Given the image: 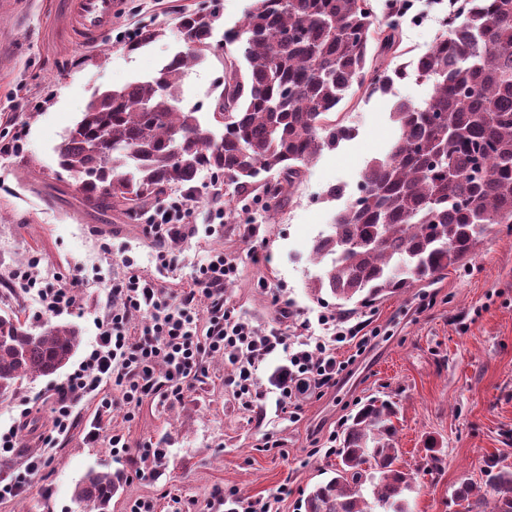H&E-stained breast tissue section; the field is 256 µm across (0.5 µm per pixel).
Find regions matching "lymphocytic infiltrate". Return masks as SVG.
<instances>
[{
	"label": "lymphocytic infiltrate",
	"mask_w": 512,
	"mask_h": 512,
	"mask_svg": "<svg viewBox=\"0 0 512 512\" xmlns=\"http://www.w3.org/2000/svg\"><path fill=\"white\" fill-rule=\"evenodd\" d=\"M146 230L156 241L157 268L173 269L168 242L194 230L186 198H170L153 214ZM135 265L134 257H126L127 272L113 279L104 312L96 321L95 343L78 369L54 389L55 436L71 431L76 423L75 408L87 397L97 401L95 423L86 433L92 442L99 437L100 422L111 417L115 406L124 407L131 415L145 400L181 398L204 376L206 360L213 355L228 357L233 367L229 378L233 394L244 408L254 410L261 408L265 398L256 372L270 355L281 351L288 355L287 364L272 374L282 407L335 387L337 376L347 368L346 363L337 361L335 350L348 332L335 317H319L325 330L321 336L308 334L307 323H299L303 336L294 344L281 329L263 333L234 318L224 300V285L235 276L237 266L223 251H213L199 266L191 285L176 291L155 277L135 272ZM11 278L23 292H35L40 313L78 308L80 281L45 279L38 259L16 268ZM107 385L114 387V394L104 393ZM54 438L46 439V453L27 459L23 474L0 484V499L29 489L30 476L49 462Z\"/></svg>",
	"instance_id": "f902f5d3"
}]
</instances>
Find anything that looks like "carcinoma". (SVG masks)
Instances as JSON below:
<instances>
[{"instance_id":"obj_1","label":"carcinoma","mask_w":512,"mask_h":512,"mask_svg":"<svg viewBox=\"0 0 512 512\" xmlns=\"http://www.w3.org/2000/svg\"><path fill=\"white\" fill-rule=\"evenodd\" d=\"M385 10L379 22L371 0H252L224 34L242 59L224 63L212 112L223 118L219 137L197 108L178 105L183 76L212 51L216 18L185 13L186 50L151 78L90 99L55 149L58 168L94 209L131 220L175 191L193 192L204 171L236 193L276 174L263 192L267 209L277 210L323 150L353 135L336 121L349 92L386 94L408 76L390 55L401 13ZM161 36L146 27L128 49ZM414 73L432 85L430 97L394 104L390 151L366 164L359 196L313 244L315 259L331 257L313 292L330 293L344 314L443 277L473 259L492 225L512 224V0L450 8ZM80 343L71 324L37 331L0 314V398L25 378L57 373ZM395 416L390 400L360 406L343 428L336 476L309 492L305 512H408L404 492L417 473L397 465ZM425 450L426 472L441 471L437 440L428 437ZM116 490L112 473L92 469L74 497L91 512ZM453 499L465 512H512V467L489 459L485 479L458 482Z\"/></svg>"}]
</instances>
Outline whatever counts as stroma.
<instances>
[{"mask_svg":"<svg viewBox=\"0 0 512 512\" xmlns=\"http://www.w3.org/2000/svg\"><path fill=\"white\" fill-rule=\"evenodd\" d=\"M121 9L108 37L86 48L62 39L61 0H0V142L20 141L19 151L0 154V310L15 311L32 328L68 322L82 338L71 359L77 368L97 329L95 322L113 278L123 276L124 255L137 260L141 273H155V245L145 220L123 214L100 215L87 207L75 186L59 181L55 146L80 118L100 89L117 88L150 75L170 54L182 49L178 19L186 11L216 12L214 41L237 26L250 0H120ZM448 13V0H412L401 17L398 60L414 67L434 44ZM162 28L149 46L128 51L131 35L142 28ZM239 55L237 46L208 55L180 83L183 107L209 117L224 84V60ZM429 84L415 77L396 82L387 94L352 90L336 117L354 130L351 139L326 150L308 167L301 184L277 212L266 211L261 190L235 199L224 219L223 236L208 235L213 203L210 174L197 182L192 203L194 234L170 242L177 259L164 284L186 287L199 263L213 250L234 258L238 272L224 291L234 315L261 331L279 325V310L289 307L295 319L312 321L336 311V301L317 300L310 286L326 263L314 260L312 245L328 233L336 211L359 194L360 173L372 158L383 156L396 129L390 113L397 100L422 102ZM344 190L330 201V187ZM266 252L269 262L254 263L252 248ZM49 279L79 278L81 314L37 315L38 304L13 288L8 276L31 258ZM367 340L340 344L338 357H354L348 373L323 396L301 403L298 417L281 411L268 382L284 364L283 355L263 362L258 384L266 396L263 409L252 412L234 399L226 380L232 372L227 357L208 359L203 382L177 400L145 401L134 416L115 408L101 424L96 442L84 435L95 402L77 407L78 424L59 438L52 463L32 481L30 490L0 500V512H83L73 492L88 470L121 478L105 512H130L137 498L153 500L156 512H204L207 494L216 487L242 499L264 498L273 512H304L303 501L314 486L329 480L336 456L316 451L317 441L341 433L346 421L371 397L396 403L401 451L399 464L421 467L424 439L434 436L445 449L441 472L419 476L407 498L412 512H462L452 499L461 476L481 481L487 458L500 457L512 466V224H498L479 246L474 259L443 279L389 296L344 319ZM60 375L26 379L14 396L0 398V427L18 417L19 396L31 400L28 426L20 452L0 458V480L16 478L24 457L38 453L52 429L51 401ZM126 434L136 454L146 455L144 474L132 477L130 464L113 457L108 438ZM161 457H153L154 449ZM290 494L275 500L281 485Z\"/></svg>","mask_w":512,"mask_h":512,"instance_id":"obj_1","label":"stroma"}]
</instances>
